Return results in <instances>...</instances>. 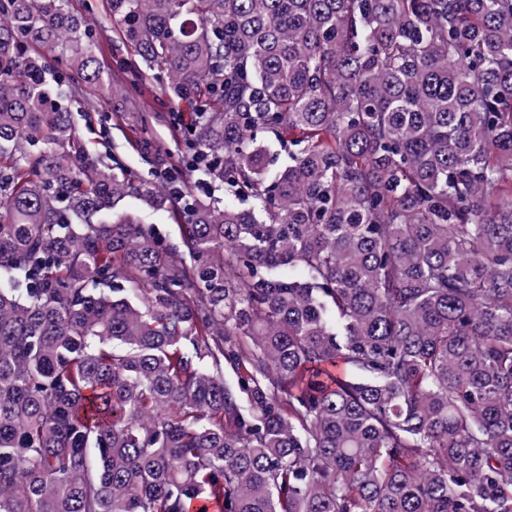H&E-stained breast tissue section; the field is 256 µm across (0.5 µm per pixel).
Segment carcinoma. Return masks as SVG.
Wrapping results in <instances>:
<instances>
[{
	"label": "carcinoma",
	"mask_w": 512,
	"mask_h": 512,
	"mask_svg": "<svg viewBox=\"0 0 512 512\" xmlns=\"http://www.w3.org/2000/svg\"><path fill=\"white\" fill-rule=\"evenodd\" d=\"M105 9L237 204L90 150L96 27L0 0V512H512V0ZM123 203L128 210L138 214L144 224H156L166 239L176 243L180 242L178 224H183V217L177 215L176 212L171 209H145L142 207L141 203L134 198H126Z\"/></svg>",
	"instance_id": "carcinoma-1"
}]
</instances>
